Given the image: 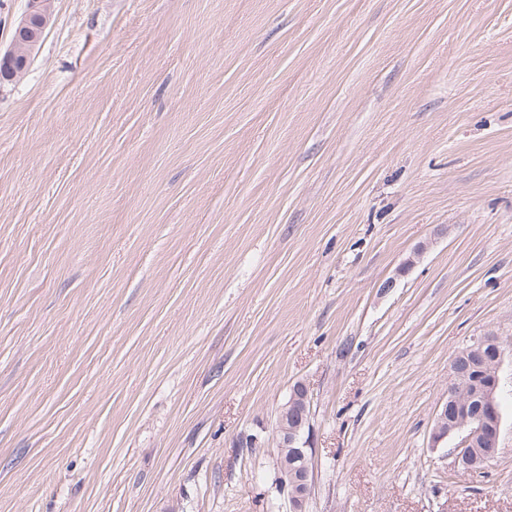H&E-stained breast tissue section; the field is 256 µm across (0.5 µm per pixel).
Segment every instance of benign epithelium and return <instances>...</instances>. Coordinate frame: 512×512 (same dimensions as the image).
Returning a JSON list of instances; mask_svg holds the SVG:
<instances>
[{"instance_id":"1","label":"benign epithelium","mask_w":512,"mask_h":512,"mask_svg":"<svg viewBox=\"0 0 512 512\" xmlns=\"http://www.w3.org/2000/svg\"><path fill=\"white\" fill-rule=\"evenodd\" d=\"M53 14L54 0H26L10 43L0 53L5 80L27 72ZM504 354L502 338L489 333L458 351L451 363L448 400L437 411L431 439L436 446L448 437H460L455 464L462 472L473 473L498 455L502 412L497 394ZM309 407V390L298 382L279 407L272 429L278 484L293 512H306L312 492Z\"/></svg>"}]
</instances>
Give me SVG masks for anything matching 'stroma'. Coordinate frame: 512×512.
<instances>
[{
    "label": "stroma",
    "mask_w": 512,
    "mask_h": 512,
    "mask_svg": "<svg viewBox=\"0 0 512 512\" xmlns=\"http://www.w3.org/2000/svg\"><path fill=\"white\" fill-rule=\"evenodd\" d=\"M298 382L307 512H512V0H55L0 88V512H289ZM485 350L492 353L489 362ZM504 354L502 338L489 333L458 351L451 363L448 400L437 411L431 439L437 445L445 438L460 437L455 464L462 472H476L498 455L502 412L497 394ZM479 378L484 381L479 383ZM309 407V390L298 382L279 407L272 429V441L277 448L274 468L278 484L287 493L293 512H306L312 492Z\"/></svg>",
    "instance_id": "obj_1"
}]
</instances>
